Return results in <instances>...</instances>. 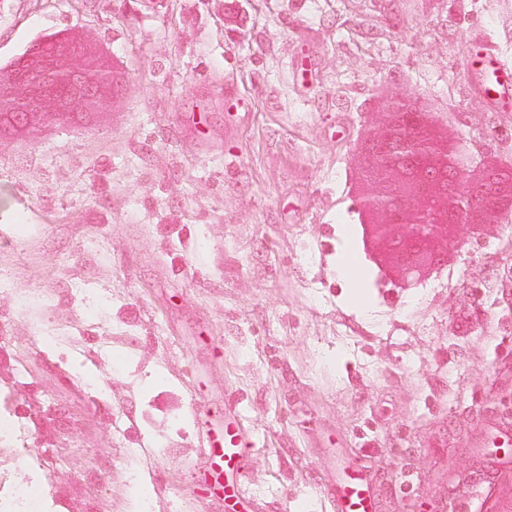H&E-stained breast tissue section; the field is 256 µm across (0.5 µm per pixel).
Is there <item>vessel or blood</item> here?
I'll return each instance as SVG.
<instances>
[{
  "mask_svg": "<svg viewBox=\"0 0 512 512\" xmlns=\"http://www.w3.org/2000/svg\"><path fill=\"white\" fill-rule=\"evenodd\" d=\"M481 97L484 101L505 104L512 100V64L493 52L478 58ZM203 447L199 476L202 490L213 497L224 512H245L252 495L247 485V468L252 441L244 428L234 398L224 400V417L212 421L204 404L191 407ZM333 512H380L374 474L354 461L342 462L323 478L318 487Z\"/></svg>",
  "mask_w": 512,
  "mask_h": 512,
  "instance_id": "obj_1",
  "label": "vessel or blood"
}]
</instances>
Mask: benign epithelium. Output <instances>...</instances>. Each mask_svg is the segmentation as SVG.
<instances>
[{"label": "benign epithelium", "mask_w": 512, "mask_h": 512, "mask_svg": "<svg viewBox=\"0 0 512 512\" xmlns=\"http://www.w3.org/2000/svg\"><path fill=\"white\" fill-rule=\"evenodd\" d=\"M83 54L73 40L35 44L11 70L13 91H0V116L20 130L49 115L67 122L92 106L111 75L94 66H73ZM386 108L395 115L394 125L368 143L373 163L359 175V184L369 187L360 193L361 223L366 246L386 244L397 259V276L410 288L439 269L458 228L475 231L512 215V192L497 195L486 187L490 176L512 185V165L473 177L467 152L431 133L435 113L406 102L400 93L386 100Z\"/></svg>", "instance_id": "7a95c632"}]
</instances>
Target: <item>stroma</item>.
I'll use <instances>...</instances> for the list:
<instances>
[{
	"instance_id": "stroma-1",
	"label": "stroma",
	"mask_w": 512,
	"mask_h": 512,
	"mask_svg": "<svg viewBox=\"0 0 512 512\" xmlns=\"http://www.w3.org/2000/svg\"><path fill=\"white\" fill-rule=\"evenodd\" d=\"M55 33L115 84L80 123L0 139V391L47 483L80 484L62 512H137L133 470L155 512H220L196 488L190 407L222 416L228 393L252 512H329L336 452L372 468L381 512H512V455L489 445L512 428L504 225L460 228L439 271L367 288L364 308L339 268L361 253L386 95L434 103L476 162H512V105L476 93L483 49L512 61V0H0V75ZM43 319L92 380L36 340ZM158 439L166 455L127 456Z\"/></svg>"
}]
</instances>
